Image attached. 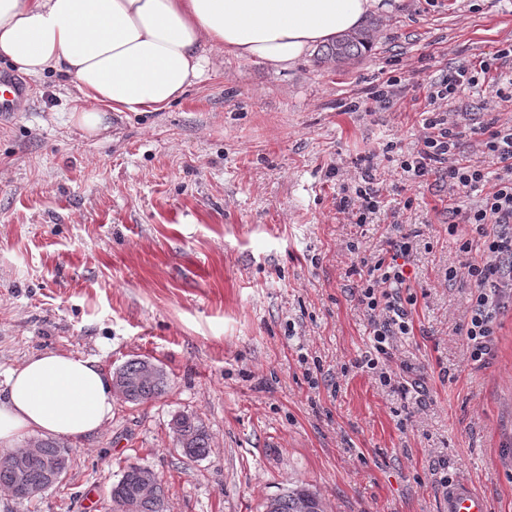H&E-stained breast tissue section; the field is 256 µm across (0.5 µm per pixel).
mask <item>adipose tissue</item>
I'll list each match as a JSON object with an SVG mask.
<instances>
[{
    "label": "adipose tissue",
    "mask_w": 512,
    "mask_h": 512,
    "mask_svg": "<svg viewBox=\"0 0 512 512\" xmlns=\"http://www.w3.org/2000/svg\"><path fill=\"white\" fill-rule=\"evenodd\" d=\"M382 0H0V56L79 93L73 125L94 137L113 113L161 111L199 83L210 53L275 69L362 27ZM99 361L44 352L0 387V447L44 437L76 442L112 416Z\"/></svg>",
    "instance_id": "adipose-tissue-1"
}]
</instances>
